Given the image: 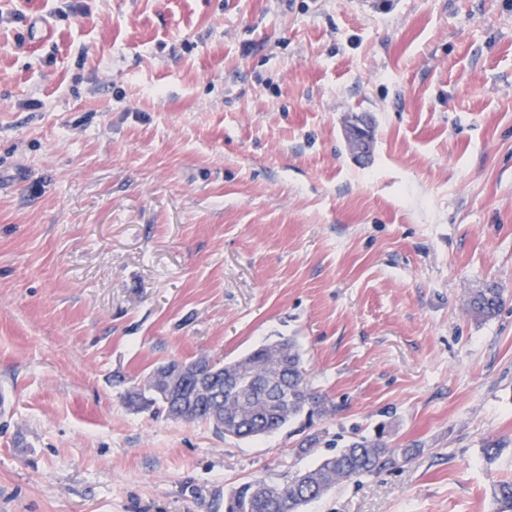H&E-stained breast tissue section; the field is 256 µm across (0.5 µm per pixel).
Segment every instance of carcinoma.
Listing matches in <instances>:
<instances>
[{
  "label": "carcinoma",
  "instance_id": "carcinoma-1",
  "mask_svg": "<svg viewBox=\"0 0 512 512\" xmlns=\"http://www.w3.org/2000/svg\"><path fill=\"white\" fill-rule=\"evenodd\" d=\"M503 301L501 289L481 288L470 309L479 318L494 316ZM208 395L189 404L184 421H203L216 433L237 439L261 437L282 430L301 417L321 416L331 403L314 394L306 382L302 355L291 339L263 344L237 360L212 367L203 378ZM126 404L172 418L178 398L164 387L145 388L136 382L126 390ZM413 448H390L383 437L349 441L333 455L296 472L283 483H271L276 496L259 492L263 479L240 484L224 496V512H301L336 486L408 462ZM496 512H512V481L494 490Z\"/></svg>",
  "mask_w": 512,
  "mask_h": 512
}]
</instances>
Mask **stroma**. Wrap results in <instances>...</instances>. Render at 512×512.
I'll return each instance as SVG.
<instances>
[{"mask_svg": "<svg viewBox=\"0 0 512 512\" xmlns=\"http://www.w3.org/2000/svg\"><path fill=\"white\" fill-rule=\"evenodd\" d=\"M282 337L337 406L321 453L416 451L304 512H494L512 0H0V512H224L314 465L298 425L222 438L124 399ZM502 301L503 294L500 288H481L472 295L470 309L476 317L489 318L498 312Z\"/></svg>", "mask_w": 512, "mask_h": 512, "instance_id": "obj_1", "label": "stroma"}]
</instances>
